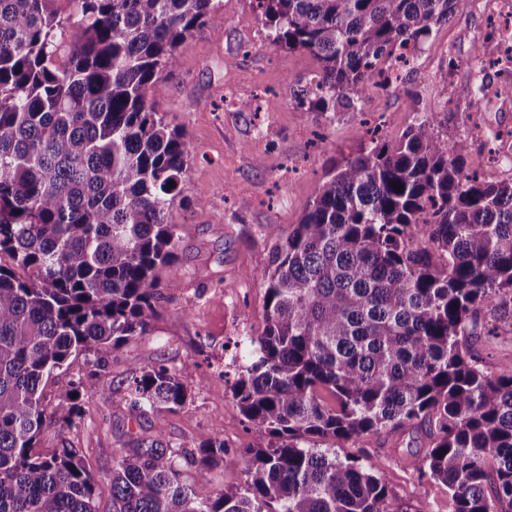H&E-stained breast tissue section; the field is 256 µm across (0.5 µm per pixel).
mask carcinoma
Masks as SVG:
<instances>
[{
	"label": "carcinoma",
	"mask_w": 512,
	"mask_h": 512,
	"mask_svg": "<svg viewBox=\"0 0 512 512\" xmlns=\"http://www.w3.org/2000/svg\"><path fill=\"white\" fill-rule=\"evenodd\" d=\"M52 2L0 0V254L32 272L0 264V512H97L80 450L34 448L45 427L75 425L112 350L158 316L177 242L164 214L191 144L148 90L197 28L224 23L220 0H68L82 38L60 62ZM460 5L258 0L269 41L317 61L293 92L309 112L397 92L394 70ZM371 142L254 274L266 325L232 397L257 443L232 453L208 436L192 456L199 478L222 461L245 486L197 499L180 480L186 452L156 437L113 461L112 512H408L373 465L318 442L422 424L420 472L453 512H512V363L492 370L475 348L483 314L512 315V182L479 179L467 141L442 140L425 115ZM77 353L90 367L48 414L43 383ZM127 400L176 412L188 393L157 363Z\"/></svg>",
	"instance_id": "carcinoma-1"
}]
</instances>
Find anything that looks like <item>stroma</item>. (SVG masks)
<instances>
[{
  "label": "stroma",
  "instance_id": "stroma-1",
  "mask_svg": "<svg viewBox=\"0 0 512 512\" xmlns=\"http://www.w3.org/2000/svg\"><path fill=\"white\" fill-rule=\"evenodd\" d=\"M224 22L197 29L178 49V64L150 86L148 100L191 144L187 185L165 212L177 225L176 257L160 271L165 287L148 334L114 349L105 393L81 397V420L69 430H43L37 452L62 443L79 448L93 476L97 512H112V463L136 442L163 436L193 449L207 436L230 448L255 442L233 405L238 367L252 358L251 338L265 328L264 268L278 236L298 224L336 165L368 146L365 124L397 141L415 117L469 144L468 161L493 182L512 179V61L496 36L512 27V0H463L435 29L402 73V89L373 88L354 108L301 112L282 86L300 88L314 58L271 45L252 0H221ZM478 84L476 94L463 86ZM252 104L239 109L240 101ZM477 348L488 367L512 361V319L486 313ZM175 367L189 399L176 412H138L126 400L136 367ZM424 430L362 442L340 441L338 457H360L410 512H453L448 489L421 479ZM182 480L198 499L242 487L241 468L216 465L198 479L180 459Z\"/></svg>",
  "mask_w": 512,
  "mask_h": 512
}]
</instances>
